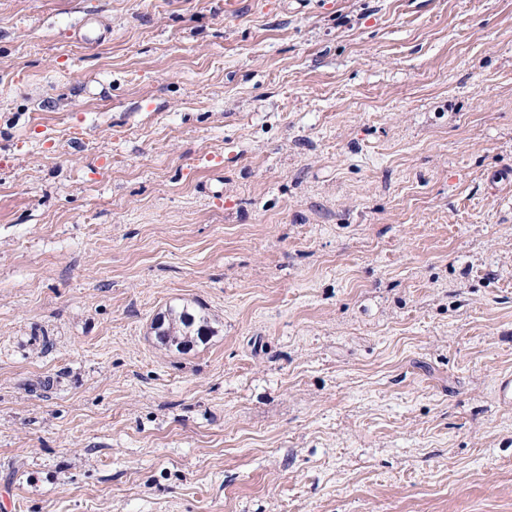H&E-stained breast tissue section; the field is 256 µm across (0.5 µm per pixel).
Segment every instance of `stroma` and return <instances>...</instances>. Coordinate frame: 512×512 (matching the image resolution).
<instances>
[{
    "instance_id": "stroma-1",
    "label": "stroma",
    "mask_w": 512,
    "mask_h": 512,
    "mask_svg": "<svg viewBox=\"0 0 512 512\" xmlns=\"http://www.w3.org/2000/svg\"><path fill=\"white\" fill-rule=\"evenodd\" d=\"M506 372L512 0H0V512H512ZM158 318L155 322L154 329L156 336H163V338L178 348L188 346L192 343V336H206L213 331L208 326V319L201 312L190 310L188 306L182 307H169L167 313ZM197 328L194 329V326ZM196 331V332H195Z\"/></svg>"
}]
</instances>
